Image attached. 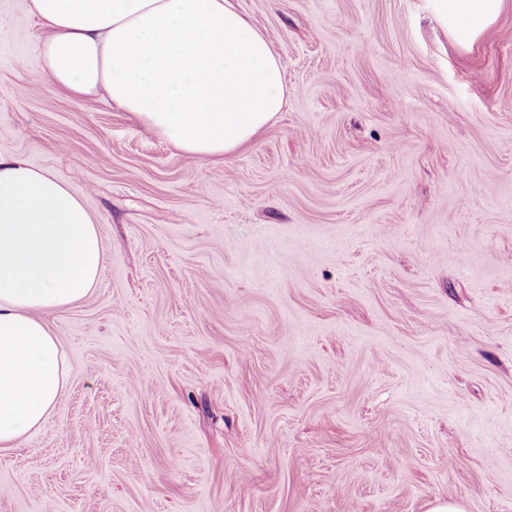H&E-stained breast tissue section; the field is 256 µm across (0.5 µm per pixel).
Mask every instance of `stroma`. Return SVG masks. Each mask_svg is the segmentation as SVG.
Here are the masks:
<instances>
[{"label": "stroma", "instance_id": "obj_1", "mask_svg": "<svg viewBox=\"0 0 512 512\" xmlns=\"http://www.w3.org/2000/svg\"><path fill=\"white\" fill-rule=\"evenodd\" d=\"M0 0V154L84 199L97 287L0 447V512H512V0L457 44L428 0H237L288 101L202 161L40 73Z\"/></svg>", "mask_w": 512, "mask_h": 512}]
</instances>
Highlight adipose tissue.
Returning a JSON list of instances; mask_svg holds the SVG:
<instances>
[{
  "label": "adipose tissue",
  "mask_w": 512,
  "mask_h": 512,
  "mask_svg": "<svg viewBox=\"0 0 512 512\" xmlns=\"http://www.w3.org/2000/svg\"><path fill=\"white\" fill-rule=\"evenodd\" d=\"M500 0H429L462 45ZM48 34L45 76L78 99L106 95L152 134L198 159L252 142L288 97L281 61L232 0H30ZM105 247L81 197L46 170L0 154V447L37 430L68 366L47 313L96 288Z\"/></svg>",
  "instance_id": "1"
}]
</instances>
